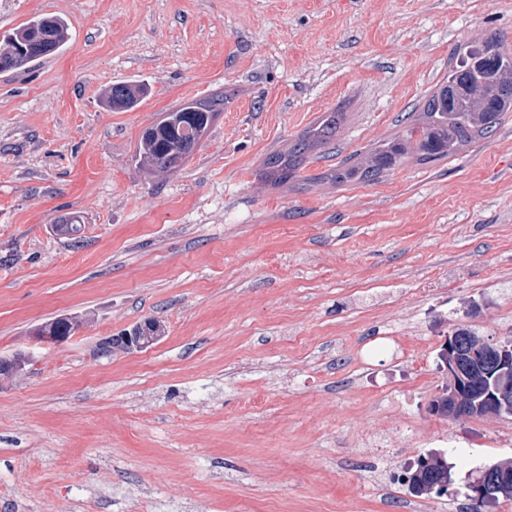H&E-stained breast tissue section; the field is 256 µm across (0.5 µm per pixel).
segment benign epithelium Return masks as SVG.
<instances>
[{"instance_id": "7a95c632", "label": "benign epithelium", "mask_w": 512, "mask_h": 512, "mask_svg": "<svg viewBox=\"0 0 512 512\" xmlns=\"http://www.w3.org/2000/svg\"><path fill=\"white\" fill-rule=\"evenodd\" d=\"M18 53L32 58L54 52L44 41L40 45L19 44ZM148 322L139 323L112 337L110 347L122 352H139L147 346ZM442 368L448 374V388L440 404L448 406V418L472 416H512V344L491 341L472 331H454L440 352ZM30 355L16 352L0 357V369L18 375L26 369ZM512 484V471L495 464L483 468L469 482L468 497L480 510L496 500L497 494Z\"/></svg>"}]
</instances>
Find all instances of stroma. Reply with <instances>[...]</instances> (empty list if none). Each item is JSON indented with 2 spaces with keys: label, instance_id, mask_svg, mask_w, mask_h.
Segmentation results:
<instances>
[{
  "label": "stroma",
  "instance_id": "1",
  "mask_svg": "<svg viewBox=\"0 0 512 512\" xmlns=\"http://www.w3.org/2000/svg\"><path fill=\"white\" fill-rule=\"evenodd\" d=\"M42 16L65 46L0 72V356L32 355L0 379V512H410L397 477L436 450L455 482L422 512H464L512 417L430 404L449 333L512 338V112L434 164L324 176L395 133L458 45L512 51V0H0V36ZM124 80L148 94L109 110ZM220 96L180 169L139 167L146 127ZM337 110L301 178L260 181ZM60 316L75 337L34 344ZM146 319L153 345L103 351ZM347 123L345 112H326L303 135L270 156L261 169V177L271 186L288 183L297 177L313 151L341 139L346 133Z\"/></svg>",
  "mask_w": 512,
  "mask_h": 512
}]
</instances>
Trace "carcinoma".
Masks as SVG:
<instances>
[{
  "mask_svg": "<svg viewBox=\"0 0 512 512\" xmlns=\"http://www.w3.org/2000/svg\"><path fill=\"white\" fill-rule=\"evenodd\" d=\"M51 23L56 48L69 39V27L59 17H36L0 39V72L21 69L30 58L11 54L14 41ZM459 64L448 70L436 90L404 119V126L371 148L336 165L328 179L338 187L373 182L406 163L419 165L444 160L464 147L490 137L504 113L512 110V54L503 50L501 39L490 37L459 50ZM147 94L145 85L117 83L103 93L108 108L131 109ZM209 103L187 102L166 113L146 128L141 137L138 164L152 173L182 167L198 146L214 119ZM343 112H327L303 135L274 153L261 169L271 186L288 183L297 176L309 155L337 142L346 133ZM431 465L414 496L448 493L447 452L428 453Z\"/></svg>",
  "mask_w": 512,
  "mask_h": 512,
  "instance_id": "1",
  "label": "carcinoma"
}]
</instances>
